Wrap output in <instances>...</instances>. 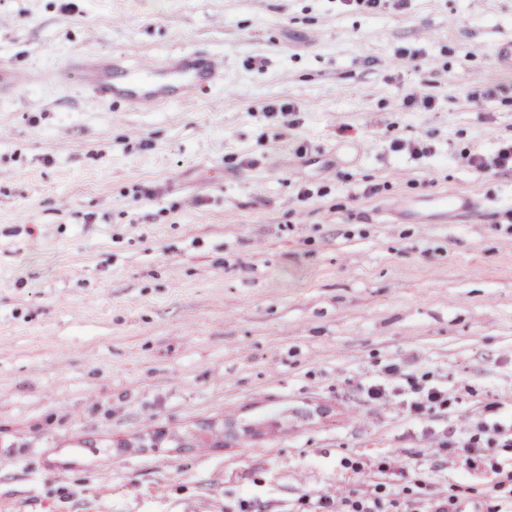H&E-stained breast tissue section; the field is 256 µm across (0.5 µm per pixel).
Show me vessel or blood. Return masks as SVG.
I'll use <instances>...</instances> for the list:
<instances>
[{
  "mask_svg": "<svg viewBox=\"0 0 512 512\" xmlns=\"http://www.w3.org/2000/svg\"><path fill=\"white\" fill-rule=\"evenodd\" d=\"M86 86L101 101L121 100L130 106L163 104L169 102L175 91L192 95L210 91L224 81V61L204 49L184 53L156 65L153 82H140L121 64L87 59L80 61ZM478 205L473 197L460 194H436L423 203L436 217L447 219L473 210Z\"/></svg>",
  "mask_w": 512,
  "mask_h": 512,
  "instance_id": "obj_1",
  "label": "vessel or blood"
}]
</instances>
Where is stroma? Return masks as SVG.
Instances as JSON below:
<instances>
[{
  "label": "stroma",
  "mask_w": 512,
  "mask_h": 512,
  "mask_svg": "<svg viewBox=\"0 0 512 512\" xmlns=\"http://www.w3.org/2000/svg\"><path fill=\"white\" fill-rule=\"evenodd\" d=\"M0 512H297L386 493L485 512L491 474L435 447L512 411V0H0ZM204 48L224 82L108 105L72 64ZM422 60L396 70L395 54ZM481 93L468 96L463 76ZM431 110L408 107L409 90ZM271 102L295 116L270 119ZM431 146L416 158L394 138ZM376 186L366 196L367 186ZM310 189L312 196L299 193ZM486 199L447 223L402 207ZM399 368L389 405L358 381ZM448 389L420 423L404 375ZM162 431L183 446H151ZM465 162L472 168L485 172L495 169H511L512 168V140L499 145L495 153L491 157L484 155H465L462 157Z\"/></svg>",
  "instance_id": "1"
}]
</instances>
